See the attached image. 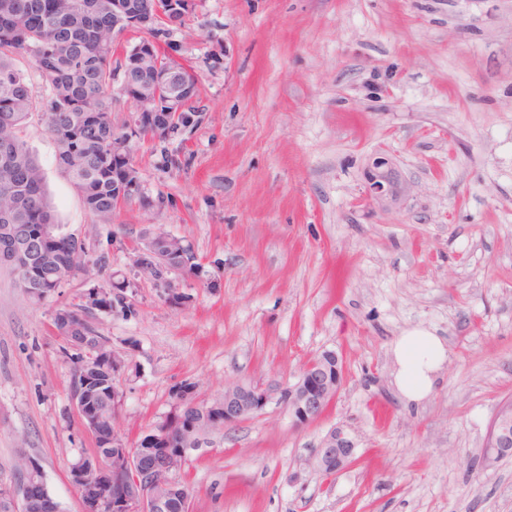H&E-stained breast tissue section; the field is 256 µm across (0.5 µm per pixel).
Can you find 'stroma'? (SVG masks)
I'll use <instances>...</instances> for the list:
<instances>
[{"label": "stroma", "mask_w": 512, "mask_h": 512, "mask_svg": "<svg viewBox=\"0 0 512 512\" xmlns=\"http://www.w3.org/2000/svg\"><path fill=\"white\" fill-rule=\"evenodd\" d=\"M170 41L201 119L132 141L142 195L108 224L58 165L45 80L14 60L37 101L21 137L93 268L36 305L0 265V486L25 454L62 512H82L68 473L93 442L54 316L98 288L131 445L180 383L209 405L238 382H295L325 351L343 362L317 421L273 403L200 435L178 475L191 512H512V456L487 446L512 400V0H193ZM377 156L405 186L388 207L367 200ZM151 227L186 239L198 270L137 274ZM413 328L446 359L408 406L390 344ZM337 427L356 455L328 477L313 455Z\"/></svg>", "instance_id": "1"}]
</instances>
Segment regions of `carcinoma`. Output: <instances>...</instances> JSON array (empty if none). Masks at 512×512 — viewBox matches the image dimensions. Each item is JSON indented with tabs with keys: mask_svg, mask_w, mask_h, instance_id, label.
Here are the masks:
<instances>
[{
	"mask_svg": "<svg viewBox=\"0 0 512 512\" xmlns=\"http://www.w3.org/2000/svg\"><path fill=\"white\" fill-rule=\"evenodd\" d=\"M112 0H0V20L14 18L0 25V244L13 241L9 224H20L32 238H40L47 259L43 266H13L19 282L35 279L44 267L76 275L87 271L82 245L55 224L46 194L43 172L17 131L36 106L25 76L15 68L13 58L30 56L34 64L43 57L55 60L50 73L43 74L50 86V111L46 113L48 130L58 149V161L82 196L85 207L101 221L109 223L119 207L118 198L141 196L135 170L125 169L112 150V144L140 136L139 126L147 124V113L137 118L129 131L118 135L112 127L109 88L112 82V37L100 34L98 12ZM123 20L140 17L152 19L149 31L158 35L161 24L157 10L168 16L175 9L168 0H124ZM143 45L127 56L126 92L138 96V88L155 83L156 67L170 64L158 54L141 57ZM172 254L186 258L175 262L191 273L198 264L191 248H176ZM141 276L149 281H164L168 267H154L143 259ZM58 335L66 344L82 337L98 335L85 311L67 307L57 310L54 320ZM200 429L224 427V412L210 408L195 410Z\"/></svg>",
	"mask_w": 512,
	"mask_h": 512,
	"instance_id": "cac0c4a2",
	"label": "carcinoma"
}]
</instances>
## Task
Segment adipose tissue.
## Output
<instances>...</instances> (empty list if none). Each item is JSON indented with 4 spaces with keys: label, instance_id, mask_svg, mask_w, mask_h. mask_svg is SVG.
Returning <instances> with one entry per match:
<instances>
[{
    "label": "adipose tissue",
    "instance_id": "ef3b65f1",
    "mask_svg": "<svg viewBox=\"0 0 512 512\" xmlns=\"http://www.w3.org/2000/svg\"><path fill=\"white\" fill-rule=\"evenodd\" d=\"M390 350L397 365L395 383L403 401L420 403L433 392L444 361L441 338L423 329H413L396 337Z\"/></svg>",
    "mask_w": 512,
    "mask_h": 512
}]
</instances>
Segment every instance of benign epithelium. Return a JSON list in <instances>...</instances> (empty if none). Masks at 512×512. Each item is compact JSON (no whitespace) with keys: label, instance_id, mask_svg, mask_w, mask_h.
Here are the masks:
<instances>
[{"label":"benign epithelium","instance_id":"benign-epithelium-1","mask_svg":"<svg viewBox=\"0 0 512 512\" xmlns=\"http://www.w3.org/2000/svg\"><path fill=\"white\" fill-rule=\"evenodd\" d=\"M157 82L166 88L164 103L150 91L134 99L137 111L149 113L144 134L161 135L171 131L177 117L187 110L191 96L189 79L179 68L157 69ZM367 199L381 207L392 204L403 194L389 161L373 159L368 168ZM151 252L161 264H170L165 241L150 233L138 253ZM110 343L99 339L102 358L94 365L85 362L83 382L70 386L73 412L80 427L91 437L96 451L81 456L71 467L68 480L79 493L83 512H168L170 499L183 490L177 479L186 448L196 439L199 429L188 420L181 429V442L171 446L167 430L156 429L149 443L152 449L129 446L115 431L114 420L95 408L92 399L99 386V374L106 369L116 373L124 365L117 357H107ZM335 357L326 351L308 361L292 384L273 383L265 387L237 383L224 388V423L236 424L264 413L278 401L288 406L296 424L306 425L318 419L337 396L343 381V368L336 369V379L329 378L323 365ZM492 444L497 448L512 447V407L501 405L491 423ZM355 454V444L341 430L330 431L322 440L316 459L318 469L327 476L344 470ZM24 467L16 475L14 485L0 492V512H61L50 493L39 463L24 456Z\"/></svg>","mask_w":512,"mask_h":512}]
</instances>
